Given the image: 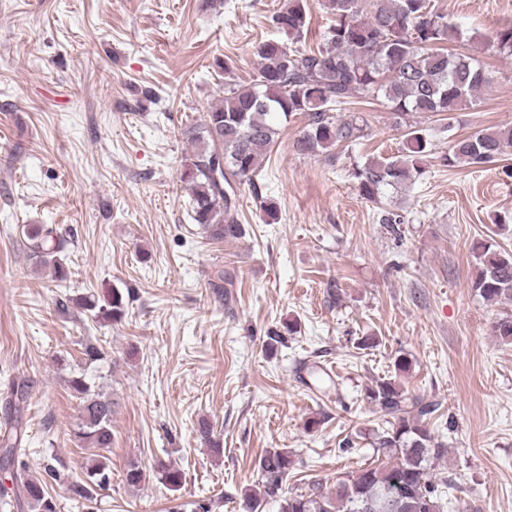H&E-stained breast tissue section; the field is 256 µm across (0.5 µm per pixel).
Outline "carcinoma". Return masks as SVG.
<instances>
[{"instance_id":"carcinoma-1","label":"carcinoma","mask_w":512,"mask_h":512,"mask_svg":"<svg viewBox=\"0 0 512 512\" xmlns=\"http://www.w3.org/2000/svg\"><path fill=\"white\" fill-rule=\"evenodd\" d=\"M317 4L330 15L324 44L291 48L278 39L261 42L256 48L259 68L253 83L224 84V100L210 107L201 123L181 131L194 146L183 158L181 172V181L191 190L193 220L216 240L243 236V227L234 217L235 185L252 182L260 172L278 135L274 119L304 116L306 126L295 148L318 156L339 146L348 148L361 137L357 117L332 116L350 99L385 105L397 125L405 127L403 148L397 156L372 157L353 169L360 197L380 205L387 189L422 173L423 158L431 151L427 130L405 123V116L458 112L475 102L489 83L488 73L472 54L448 52V45L462 40V32L447 15L435 11L431 0H317ZM310 7V0H285L272 22L298 43L308 31ZM485 45L512 55V25L495 29ZM511 148V126L487 128L455 139L446 161L482 168ZM219 154L224 156V171L217 173L214 159ZM381 221L394 239H401L403 215L384 209ZM56 237L54 225H40L28 234V253L35 267L49 270L52 280L63 282L71 272L59 256ZM475 259L472 288L490 302L511 300L512 252L481 243L475 247ZM77 304L95 318L118 321L125 314L124 295L118 289L102 304L93 294L77 299ZM81 350L91 362L105 355L98 340L81 343ZM70 385L80 412L74 436L97 450L84 466L82 479L51 464L34 476L17 461L24 435L18 412L26 399V384L12 385L6 398L0 467L23 486V507L29 512H59L60 505L49 491L53 484L66 487L85 512H99L101 491L112 480L103 455L112 448V398L92 390L81 376L73 377ZM366 398L388 423L378 438L377 452L395 457L396 462L349 472L337 479L333 491L325 492L311 481L305 491L287 496L283 483L295 469L294 460L287 450L276 449L261 458L262 489L245 491L246 503L255 506L261 499H271L279 502V512H360V499L368 496L383 505L380 512H440L441 494L433 475L447 449L435 441L427 424L435 404L422 395L406 393L390 378L376 380L366 389ZM156 474L170 490H180V470L160 463ZM146 479L138 462L129 461L125 483L137 487ZM399 480L405 482L403 496L391 503V491ZM215 508V500L201 498L177 505L176 512H213Z\"/></svg>"}]
</instances>
